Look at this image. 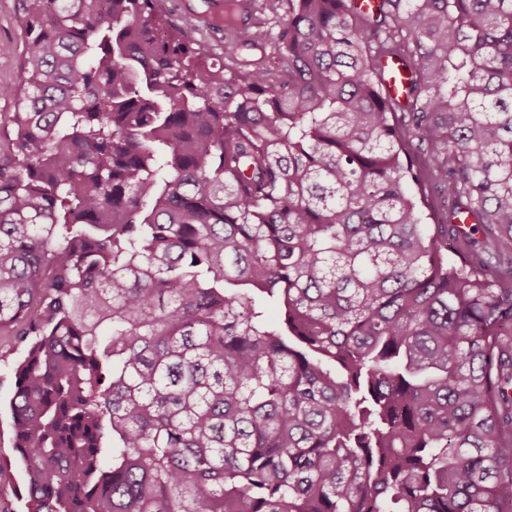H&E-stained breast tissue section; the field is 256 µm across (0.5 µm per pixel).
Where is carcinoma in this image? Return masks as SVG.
<instances>
[{
	"mask_svg": "<svg viewBox=\"0 0 512 512\" xmlns=\"http://www.w3.org/2000/svg\"><path fill=\"white\" fill-rule=\"evenodd\" d=\"M288 4L248 69L155 0H23L0 364L26 512H512V0ZM382 70L385 73V87L389 96L402 103L405 99L407 74L406 62L397 54H386L381 58Z\"/></svg>",
	"mask_w": 512,
	"mask_h": 512,
	"instance_id": "cac0c4a2",
	"label": "carcinoma"
}]
</instances>
